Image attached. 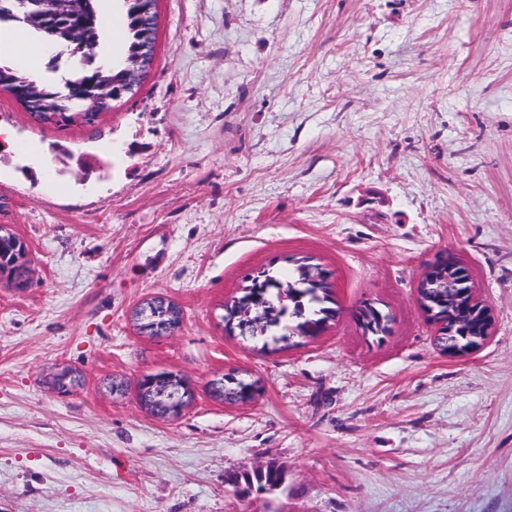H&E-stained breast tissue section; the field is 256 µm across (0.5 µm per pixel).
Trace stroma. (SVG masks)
I'll return each mask as SVG.
<instances>
[{
	"label": "stroma",
	"mask_w": 512,
	"mask_h": 512,
	"mask_svg": "<svg viewBox=\"0 0 512 512\" xmlns=\"http://www.w3.org/2000/svg\"><path fill=\"white\" fill-rule=\"evenodd\" d=\"M155 12L151 67L94 126L0 90V224L29 269L0 275V512H512V0ZM302 258L332 283L318 335L226 332L250 274ZM442 258L493 315L463 356L417 294ZM153 296L174 334L135 327ZM160 372L193 391L179 417L139 403ZM229 373L258 396L214 397ZM268 463L274 493L229 484Z\"/></svg>",
	"instance_id": "35a3bbf8"
}]
</instances>
